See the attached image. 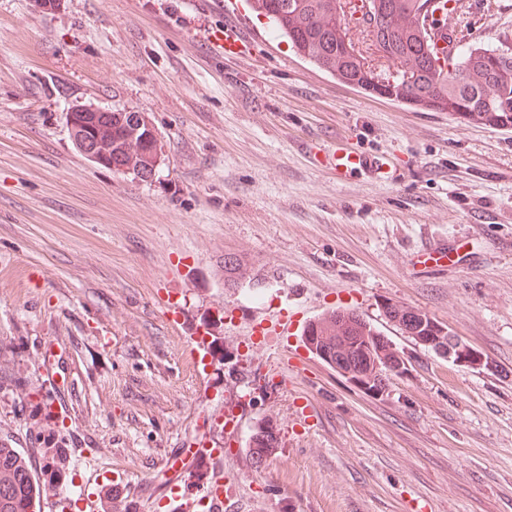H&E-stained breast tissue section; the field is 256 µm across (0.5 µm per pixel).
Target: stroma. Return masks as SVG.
Instances as JSON below:
<instances>
[{
	"label": "stroma",
	"instance_id": "stroma-1",
	"mask_svg": "<svg viewBox=\"0 0 512 512\" xmlns=\"http://www.w3.org/2000/svg\"><path fill=\"white\" fill-rule=\"evenodd\" d=\"M243 0H0V448L35 512H172L199 440L234 512H512V127L370 95L295 53ZM465 42L512 46V0H452ZM234 25L249 48L208 44ZM139 112L143 181L74 147L76 105ZM383 157L340 175L330 150ZM246 275L224 285V259ZM423 311L479 351L443 360L383 314ZM352 309L407 371L366 394L301 342ZM293 312L252 343L255 311ZM210 327L218 360L188 341ZM232 410L236 428L209 427ZM278 444L255 464L250 437ZM57 460L46 470L44 458ZM104 483L63 507L52 484Z\"/></svg>",
	"mask_w": 512,
	"mask_h": 512
}]
</instances>
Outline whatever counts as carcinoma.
I'll return each mask as SVG.
<instances>
[{
	"mask_svg": "<svg viewBox=\"0 0 512 512\" xmlns=\"http://www.w3.org/2000/svg\"><path fill=\"white\" fill-rule=\"evenodd\" d=\"M427 0H371L367 12V30L381 57L405 69L406 79L396 86V100L423 109L448 112L490 125L512 126V82L502 79L501 72L512 71V49L485 43H471L448 55L444 62L432 54L428 33L421 21ZM255 12L268 18L273 32L285 39L304 58L370 94H378L377 85L362 53L349 50L353 44L348 26L336 24V0H252ZM125 112H112V160L128 165L140 179L151 177L154 155L140 149L123 123ZM241 262L224 258V287H238ZM412 309L392 305L383 309L386 319L407 336L433 332L432 318L420 311L424 326L416 332L408 329L405 315ZM315 329L303 335L321 337L318 345L336 366V337L347 336L343 349L344 369H362L384 386L388 372L398 360L395 351L372 356L365 337L381 332L348 309L334 310L313 320ZM277 445L276 436L264 426L252 435L250 451L256 461L268 457ZM12 472L8 481H0V512H31L34 481L18 452L0 449V470Z\"/></svg>",
	"mask_w": 512,
	"mask_h": 512,
	"instance_id": "cac0c4a2",
	"label": "carcinoma"
}]
</instances>
